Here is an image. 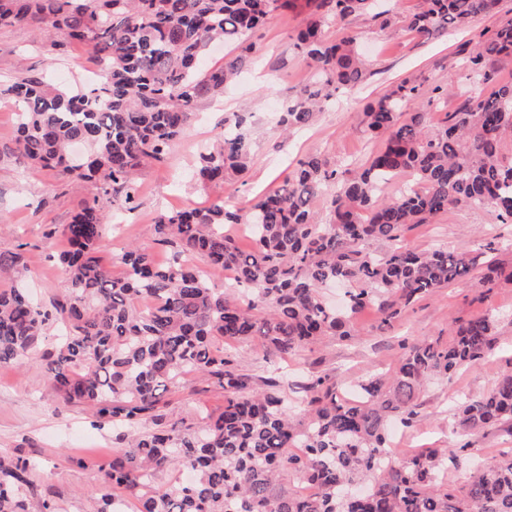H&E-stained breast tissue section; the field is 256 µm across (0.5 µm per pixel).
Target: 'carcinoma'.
<instances>
[{"label": "carcinoma", "mask_w": 512, "mask_h": 512, "mask_svg": "<svg viewBox=\"0 0 512 512\" xmlns=\"http://www.w3.org/2000/svg\"><path fill=\"white\" fill-rule=\"evenodd\" d=\"M0 0V27L36 25L48 33V52L70 43L88 46L106 72L94 88L58 89L42 77H19L0 94L20 109L10 152L24 163L58 169L90 183L97 195L61 226L66 248L59 262L67 288L50 306L22 288L0 289V367L37 350L54 321L65 331L43 352V369L63 400L92 407L99 419L126 428L127 446L112 460L105 481L135 500L106 495L95 512H512V449L502 451L461 485L448 470L467 445L420 448L387 456L386 432L409 424L416 399L431 379L448 380L490 356L504 321L493 312L455 319L449 339H423L398 357L390 372L367 370L356 382L360 397L346 403L325 376L302 385L300 411L280 376L259 387L234 353L215 345L256 339L278 353L327 336L358 335L356 315L371 308L380 328L405 309L450 284L482 276L491 290L512 282V268L488 252L400 244L406 228L429 224L460 204L489 205L512 224V82L495 83L483 63L512 55V19L495 27L467 59L471 72L491 84L431 129L422 112L403 106L419 94L408 80L389 89L364 112L365 131L381 148L342 179L321 154H310L248 209L219 197L204 207L162 214L155 241L173 250L162 263L129 244L115 276L97 256L110 208L134 209L138 169L160 162L189 126L197 102L224 91L248 61V36L276 13L310 9L298 32L299 48L316 71L313 81L279 115L287 133L311 125L339 90L363 82L368 68L343 33L325 26L369 16L383 27L402 22L406 32L429 37L499 14L501 0H420L400 17V0ZM233 47L224 66L200 67L214 42ZM252 113L224 118V132L200 152L197 181L222 186L239 180L253 159ZM408 177L394 197L381 186ZM251 227L243 250L225 226ZM383 241V253L370 250ZM234 273L219 291L197 266ZM26 268L22 251L0 252V278ZM341 283L347 302L325 303L321 288ZM193 373L221 390L224 405L201 422L167 419L166 393ZM450 427L458 436L512 430V374L491 391L457 402ZM193 473L156 488L158 473ZM292 474L297 484L285 486ZM30 461L0 457V512H28L34 495ZM318 494L305 498L300 486Z\"/></svg>", "instance_id": "1"}]
</instances>
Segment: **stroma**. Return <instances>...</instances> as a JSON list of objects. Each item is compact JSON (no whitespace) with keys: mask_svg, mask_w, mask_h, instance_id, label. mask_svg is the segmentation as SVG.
Returning a JSON list of instances; mask_svg holds the SVG:
<instances>
[{"mask_svg":"<svg viewBox=\"0 0 512 512\" xmlns=\"http://www.w3.org/2000/svg\"><path fill=\"white\" fill-rule=\"evenodd\" d=\"M500 18L512 19V0H502L498 18L478 17L464 29L429 38L412 36L398 26L380 28L377 21L364 16L344 26L331 24L326 29L328 38L345 30L359 36L370 72L354 92L337 93L311 126L286 137L276 124L277 112L311 81L313 71L296 44L304 13L274 15L264 29L251 34L256 51L237 84L225 92L223 103L201 99L189 127L174 141L165 160L141 169L135 209L118 211L119 222L100 247L103 263L112 264L117 248L129 240L150 248L159 261H168L171 249L154 242L153 224L158 216L205 205L219 195L249 205L307 155H324L341 170L361 165L376 148L363 132L362 113L367 104L402 80L419 85L426 97L435 86H447V100L425 109L427 125L442 124L447 113L472 96L477 80L464 61ZM45 42L44 30L34 25L0 28V85L46 69L61 88L101 81L87 47L66 46L50 65L45 61ZM16 112L10 99L0 96V251L23 249L27 266L20 284L45 305L66 288L57 263L63 241L56 228L69 223L95 188L54 170L19 165L4 155V148L14 142ZM228 112L253 113L254 164L245 182L205 188L193 177L195 156L200 144L214 141L223 130ZM507 234L512 235V226L499 224L492 207L460 205L434 223L406 231L401 242L421 250L445 246L480 252L488 242ZM477 293L476 281L457 282L412 304L387 329L380 328L366 309L356 316L359 334L355 339L330 337L287 356L253 340L234 345L233 351L242 371L255 383L278 370L287 375L294 390L311 376L327 375L348 394L365 369L388 371L405 345L423 337L447 338L452 319L481 310L512 316V285L495 288L482 299ZM39 359L35 352L19 365L0 368V454L29 458L37 497L51 498L59 512H89L108 490L105 474L121 448L119 430L99 425L92 408L64 404L45 378ZM507 373H512V338L451 379L429 382L418 399V416L412 426H396L398 439L413 449L456 444L458 438L448 421L457 396L485 394ZM166 400L168 417L189 423L200 422L224 404L220 390L191 374L182 378Z\"/></svg>","mask_w":512,"mask_h":512,"instance_id":"35a3bbf8","label":"stroma"}]
</instances>
